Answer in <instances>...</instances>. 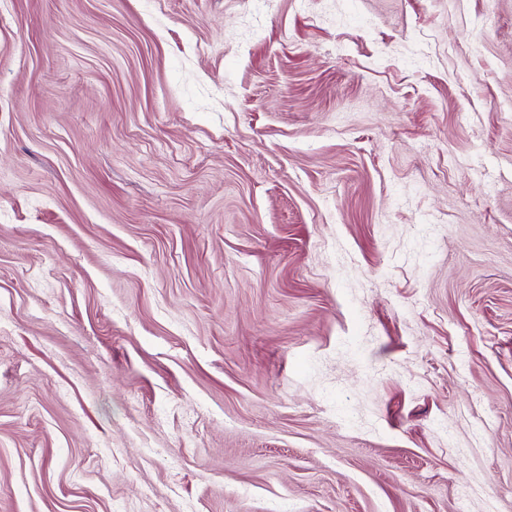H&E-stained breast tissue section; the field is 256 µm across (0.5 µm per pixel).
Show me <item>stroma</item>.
Returning <instances> with one entry per match:
<instances>
[{"mask_svg": "<svg viewBox=\"0 0 512 512\" xmlns=\"http://www.w3.org/2000/svg\"><path fill=\"white\" fill-rule=\"evenodd\" d=\"M512 0H0V512H512Z\"/></svg>", "mask_w": 512, "mask_h": 512, "instance_id": "35a3bbf8", "label": "stroma"}]
</instances>
